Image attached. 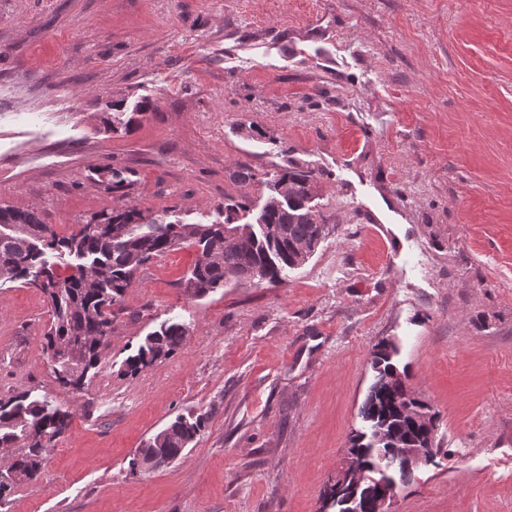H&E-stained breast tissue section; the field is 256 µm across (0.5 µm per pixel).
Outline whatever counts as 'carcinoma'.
I'll return each instance as SVG.
<instances>
[{
	"label": "carcinoma",
	"instance_id": "obj_1",
	"mask_svg": "<svg viewBox=\"0 0 512 512\" xmlns=\"http://www.w3.org/2000/svg\"><path fill=\"white\" fill-rule=\"evenodd\" d=\"M153 109L147 99L136 102L130 111L125 110L124 101L117 102L112 131L129 130ZM233 178L243 185L258 181L267 186L269 194L259 212L263 225L231 222L233 212L250 207L247 196L224 205L222 224H180L167 220L164 212L149 214L123 204L91 216L68 235H60L44 223L36 209L20 210L0 203V282L37 287L46 295L52 321L44 334L43 353L61 386L76 392L84 388L90 371L101 362L117 312L123 311L119 304L135 283L138 270L153 258L186 243L197 247V259L183 287L187 296L199 298L242 278L274 283L284 271L306 263L314 253L313 244L329 234V225L309 220L304 206L317 183L314 170L290 163L262 174L239 162ZM282 181L295 188L292 203L283 207L274 201L276 183ZM52 257L70 259L66 273H59ZM186 333L183 324H160L126 357L122 373L133 377L169 358L182 347ZM74 338L80 341L79 358L59 357V344ZM394 353L390 341L375 347L374 382L361 407L366 431L350 439L349 452L368 471L379 454L392 455L397 448L427 449V464L436 455L435 438L425 424L411 425L402 417L401 399L405 398L428 420H436L430 405L403 387L397 374L406 376L408 371L399 368ZM71 417L46 398L32 399L28 394L0 397V448L24 449L16 468L22 473H39L43 454L55 447ZM206 422L203 413L177 417L138 449L132 467L158 456L178 458L199 439ZM376 490L369 483L357 490L363 512H374Z\"/></svg>",
	"mask_w": 512,
	"mask_h": 512
}]
</instances>
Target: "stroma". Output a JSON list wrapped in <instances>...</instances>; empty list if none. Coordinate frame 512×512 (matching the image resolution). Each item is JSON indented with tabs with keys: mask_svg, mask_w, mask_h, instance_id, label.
<instances>
[{
	"mask_svg": "<svg viewBox=\"0 0 512 512\" xmlns=\"http://www.w3.org/2000/svg\"><path fill=\"white\" fill-rule=\"evenodd\" d=\"M240 161L318 171L332 232L279 282L200 298L196 247L154 259L84 390L49 370L46 297L0 285V397L72 414L0 512H319L383 340L438 414L393 512H512V0H0L1 202L61 234L122 200L211 224L267 195ZM165 321L182 348L121 376ZM188 413L210 416L196 442L130 468ZM114 106L116 108L113 110L116 112L112 113V132H116L119 129L128 131L139 123L144 118V115L154 109L151 101L147 99L137 101L130 112L125 110L124 100L117 102Z\"/></svg>",
	"mask_w": 512,
	"mask_h": 512,
	"instance_id": "stroma-1",
	"label": "stroma"
}]
</instances>
